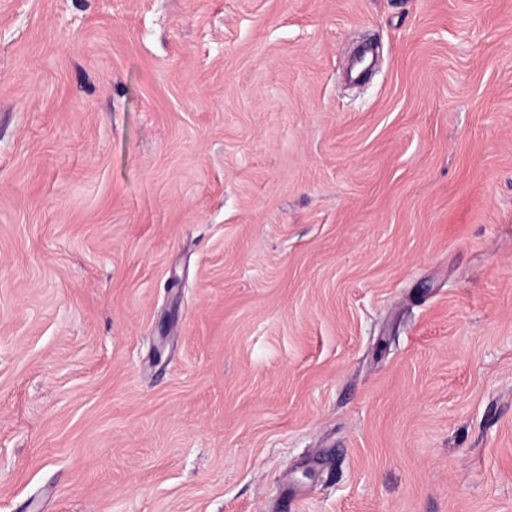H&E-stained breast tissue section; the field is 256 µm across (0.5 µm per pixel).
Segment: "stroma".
<instances>
[{"label": "stroma", "mask_w": 512, "mask_h": 512, "mask_svg": "<svg viewBox=\"0 0 512 512\" xmlns=\"http://www.w3.org/2000/svg\"><path fill=\"white\" fill-rule=\"evenodd\" d=\"M0 512H512V0H0Z\"/></svg>", "instance_id": "1"}]
</instances>
